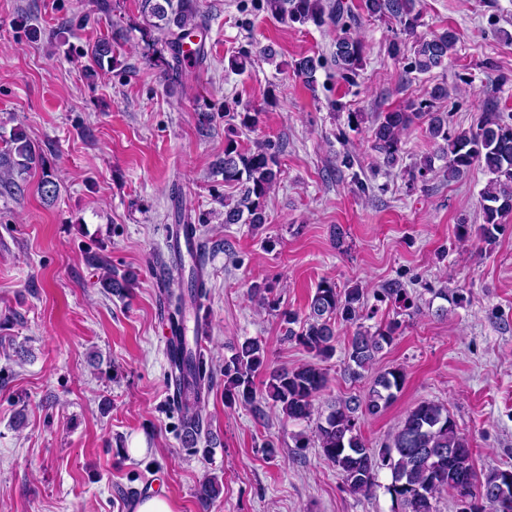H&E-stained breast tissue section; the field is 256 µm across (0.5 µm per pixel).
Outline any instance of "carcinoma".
Returning <instances> with one entry per match:
<instances>
[{"label":"carcinoma","instance_id":"obj_1","mask_svg":"<svg viewBox=\"0 0 512 512\" xmlns=\"http://www.w3.org/2000/svg\"><path fill=\"white\" fill-rule=\"evenodd\" d=\"M421 0H362L366 15L375 20L394 22L400 31L412 36L420 25ZM144 11L156 19L152 27L158 32L157 41L168 51L165 69L169 78L177 81L187 63L200 64L205 58L204 42L195 44L191 52L185 45L194 37L203 36L207 27L206 16L200 0H144ZM263 8L274 18L293 24L317 27L331 24L340 31L335 42L333 59L336 70L343 79L352 81L364 63V47L350 35L354 14L344 0H332L325 6L323 0H263ZM456 45V35L451 30L434 33L413 41L410 55H405L406 43L395 39L389 43V54L404 57V73L428 74L444 69ZM112 39L97 41L91 49L94 62L102 66L118 63ZM252 65V55L242 51L228 59L227 68L243 73ZM319 60L304 56L294 62L297 75L306 84L315 81ZM449 98L448 86L436 84L428 98L376 115L370 129L372 149L382 159V165L392 169L400 161L402 136L417 124L426 125L425 134L434 151L420 158L408 171L411 188L426 189L428 175L434 172L435 160L443 161V176L454 181L465 175L472 166L479 165L489 175L481 191L483 224L477 235L488 245L494 244L506 228L505 218L512 215V123L502 119L494 104V91H489V106L480 112L476 125L467 130H456L449 125V113L434 111L437 101ZM277 103L275 94H269L260 108L241 105L235 101L224 105V116L238 122L239 127L251 131L259 123L265 107ZM42 169L41 194L53 199L57 184L53 175L44 169V159L37 152L25 132L17 127L9 137L0 141V188L7 194L24 191L20 177ZM224 184L240 187L239 197L224 202V223L248 224L258 228L268 223L266 199L282 176L280 150L269 140L256 141L250 148L229 138L224 145L221 168ZM202 219L177 211V225L172 233L189 236L198 231ZM135 277H120L112 271L101 278L100 286L108 293L123 295L133 286ZM208 289L204 279L191 278L187 292L169 294L173 310L169 321L174 329L185 325L186 305L197 306L206 298ZM380 301L393 304L403 312L415 307L414 301L400 285L393 283L382 289ZM364 293L357 285L339 288L330 280L321 281L308 306V313L301 315L293 310L280 309L279 316L285 325V337L312 354L314 361L293 368L271 369L265 346L257 339H246L232 349L224 359V400L228 404L251 406L258 415L255 378L264 373L265 401L279 409L288 421L308 420L315 412L316 397L327 387L326 369L319 362L332 359L336 353L335 320L356 326L346 353V371L354 378L362 377L376 357L394 341L400 324L390 321L375 328L360 323L364 319ZM168 357L179 361L184 368L176 371L183 399L178 402L181 421L188 437L184 444L193 448L202 433L204 410L211 384L204 351L197 353L185 347L184 337L171 340ZM405 383V375L398 368H391L376 376L368 391L361 397L350 396L337 400L329 407L326 416L318 418L314 439L296 440V447L312 444L320 455L340 472L344 486L353 494H369L377 487L381 470L390 471L391 483L387 490L400 506V512H437L438 495L448 492L452 499L464 493L474 502L470 512H512V497L495 500L489 490L499 487L506 472L491 467L482 472L476 469L473 448L451 417L448 409L433 401H423L413 408L391 441L380 449L367 447L360 434V419L376 415L397 398Z\"/></svg>","mask_w":512,"mask_h":512}]
</instances>
